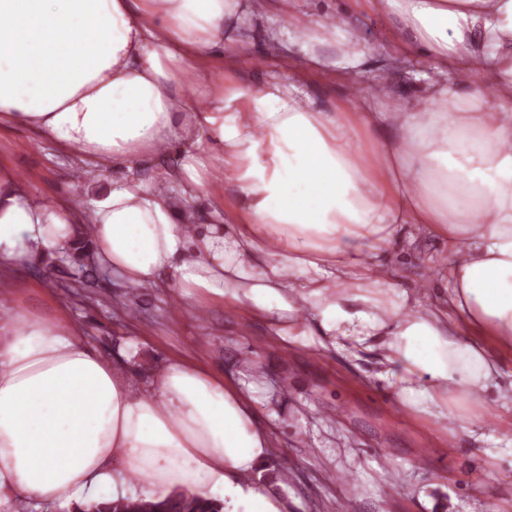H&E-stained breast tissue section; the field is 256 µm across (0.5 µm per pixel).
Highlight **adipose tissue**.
<instances>
[{"instance_id": "1", "label": "adipose tissue", "mask_w": 512, "mask_h": 512, "mask_svg": "<svg viewBox=\"0 0 512 512\" xmlns=\"http://www.w3.org/2000/svg\"><path fill=\"white\" fill-rule=\"evenodd\" d=\"M370 6L435 74L374 110L350 22L289 12L309 42L339 38L333 75L351 91L340 118L275 76L243 86L209 70L232 67L261 0H0V122L123 169L90 236L126 284L310 311L332 347L373 344L402 411L437 417L455 397L512 389L497 356L512 351V0ZM350 123L396 137L368 157ZM212 144L237 202L226 229L193 207ZM175 145L177 168L143 176V159ZM74 222L0 167V271L66 248ZM406 224L447 240L443 290L395 288L365 263ZM272 447L227 379L172 359L143 385L73 325L0 314V500L114 501L144 476L151 499L177 490L224 512H288L257 475Z\"/></svg>"}]
</instances>
